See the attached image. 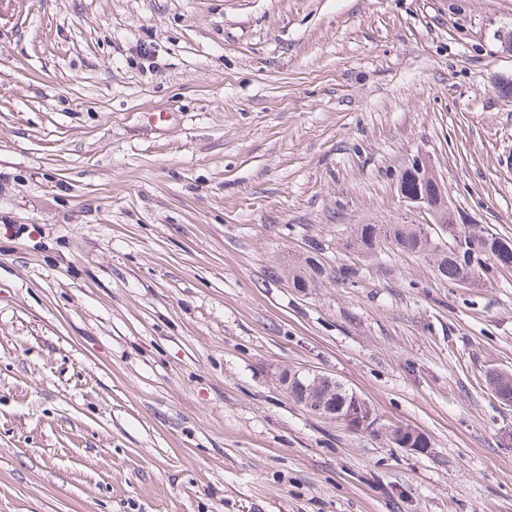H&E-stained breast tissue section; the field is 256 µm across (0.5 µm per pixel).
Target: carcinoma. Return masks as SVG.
Wrapping results in <instances>:
<instances>
[{"mask_svg":"<svg viewBox=\"0 0 512 512\" xmlns=\"http://www.w3.org/2000/svg\"><path fill=\"white\" fill-rule=\"evenodd\" d=\"M398 192L415 194L428 190V181L417 173L404 171L398 180ZM440 234L448 238V246L440 247L441 238L433 236L426 224H356L347 246L373 257L384 249L421 256L431 263L436 274L452 283L464 279L485 282L500 269L512 267V239L488 232L481 224H467L448 218L439 226ZM322 248L313 243L302 256L288 262L285 272L293 288L306 292L316 287L326 276L331 279H350L344 269H333L321 261ZM486 380L495 397L512 405V377L491 371ZM356 394L336 384V418L346 417Z\"/></svg>","mask_w":512,"mask_h":512,"instance_id":"1","label":"carcinoma"}]
</instances>
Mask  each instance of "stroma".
Instances as JSON below:
<instances>
[{"label":"stroma","instance_id":"1","mask_svg":"<svg viewBox=\"0 0 512 512\" xmlns=\"http://www.w3.org/2000/svg\"><path fill=\"white\" fill-rule=\"evenodd\" d=\"M509 30L512 0H0V512H512V273L345 247L423 223L419 155L512 237ZM313 242L356 276L297 293ZM309 374L300 377V374L290 369L282 370L278 375V383L280 387L293 399L294 396L289 392L294 389L299 395V400L309 410L315 414L326 416L328 411L326 410V400L328 396L323 395L324 387H328V391L331 392L333 385L336 386V399L331 396L330 400L335 399L336 403V419L346 422L345 418L347 411L351 404L357 400V394L353 391H349L346 388H342V384L337 383L335 378L320 374L317 372H308ZM365 409L352 405L348 411L347 419L350 424L355 427L362 429L367 424L368 420L365 417ZM346 424V423H345ZM348 428L351 427L346 424ZM353 430V429H351ZM503 372L498 371H490L486 375V380L488 385L490 386L492 392L494 393L495 397L504 405H512L511 400V382L512 377L506 376L502 374ZM508 395H510V398H508Z\"/></svg>","mask_w":512,"mask_h":512}]
</instances>
